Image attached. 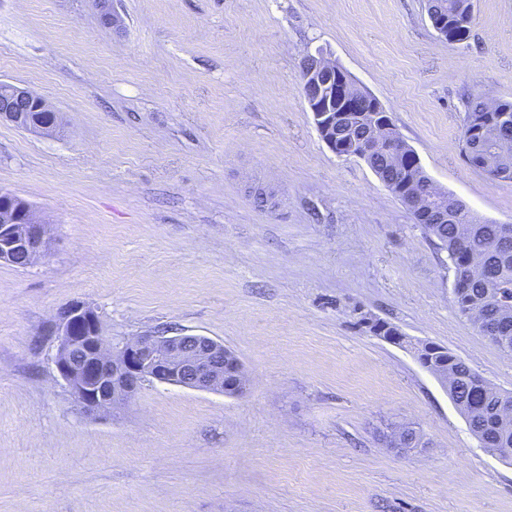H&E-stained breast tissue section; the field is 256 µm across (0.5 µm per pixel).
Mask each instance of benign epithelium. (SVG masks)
I'll return each instance as SVG.
<instances>
[{
  "instance_id": "benign-epithelium-1",
  "label": "benign epithelium",
  "mask_w": 512,
  "mask_h": 512,
  "mask_svg": "<svg viewBox=\"0 0 512 512\" xmlns=\"http://www.w3.org/2000/svg\"><path fill=\"white\" fill-rule=\"evenodd\" d=\"M105 24L122 26V18L112 9V0H96ZM306 65L300 83L304 99L312 113L315 126L328 148L341 158L367 161L380 149L397 153L404 166L421 165L415 150L387 137L389 118L374 116L359 140L354 153L340 152V117L336 115V95L348 102V111L359 112L365 94L357 83L336 74L344 68L318 50L305 55ZM56 110L31 90L8 82H0V120H7L20 129L42 135L53 134L57 126L47 118ZM252 201L264 210L278 207L276 192L267 187H248ZM50 246L46 227L26 201L19 211L0 209V261L18 252L35 262ZM84 306L71 305L61 311L55 321L58 347L56 367L70 388L81 411L99 414L131 397L146 382L156 381L192 389L241 396L247 391V379L241 362L224 346L206 336L177 334L166 336L144 333L125 341L119 347L104 336L92 343V356L75 363L71 352L75 348L74 324L84 313Z\"/></svg>"
}]
</instances>
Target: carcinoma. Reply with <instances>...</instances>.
Instances as JSON below:
<instances>
[{"label": "carcinoma", "instance_id": "cac0c4a2", "mask_svg": "<svg viewBox=\"0 0 512 512\" xmlns=\"http://www.w3.org/2000/svg\"><path fill=\"white\" fill-rule=\"evenodd\" d=\"M473 0H425V9L448 18V38L462 40L473 17ZM488 102L474 96L467 102L462 125V147L471 167L494 173L498 181H512V136L494 139L479 146L477 136L468 132L491 120L506 117L512 126V101L495 102V111H487ZM373 112H352L344 121L343 138L348 147L357 142L362 128L369 124ZM368 166L388 191L404 206H409L404 186L427 183L423 168L405 170L394 155L380 151ZM424 230L436 245L448 253V268L465 288L454 297L457 308L464 305L475 310L479 332L491 337V343L503 352L512 353V317L499 313L500 306L512 302V239L503 240V225L476 220L471 211H461L448 202V223L425 224ZM422 367L448 371V389L469 430L481 447L512 458V422L503 419L501 407L512 404V394L493 388L479 373L450 351L421 359Z\"/></svg>", "mask_w": 512, "mask_h": 512}]
</instances>
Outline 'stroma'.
<instances>
[{
  "mask_svg": "<svg viewBox=\"0 0 512 512\" xmlns=\"http://www.w3.org/2000/svg\"><path fill=\"white\" fill-rule=\"evenodd\" d=\"M114 5L118 32L94 0H0V80L63 123L0 121V189L51 238L29 267L0 262V512H512V461L480 447L413 346L503 392L512 354L461 316L445 253L372 170L322 141L299 80L307 52L329 53L440 188L512 224V182L460 140L468 98L512 100V0H474L460 42L424 0ZM76 303L116 344L214 339L246 393L153 382L81 413L55 365ZM363 311L406 343L361 331ZM403 426L417 448L390 447Z\"/></svg>",
  "mask_w": 512,
  "mask_h": 512,
  "instance_id": "35a3bbf8",
  "label": "stroma"
}]
</instances>
